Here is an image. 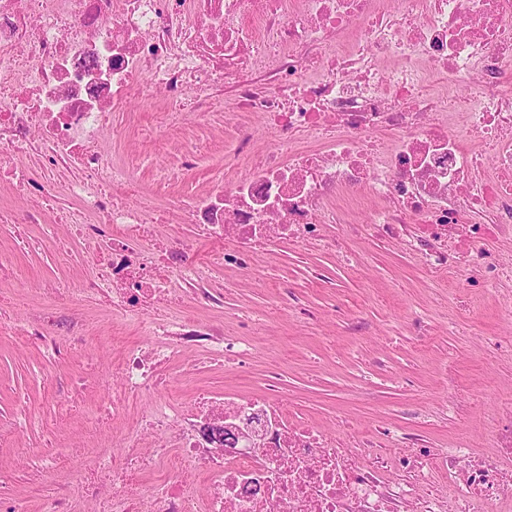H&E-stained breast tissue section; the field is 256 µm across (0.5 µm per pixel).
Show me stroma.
<instances>
[{"label":"stroma","mask_w":512,"mask_h":512,"mask_svg":"<svg viewBox=\"0 0 512 512\" xmlns=\"http://www.w3.org/2000/svg\"><path fill=\"white\" fill-rule=\"evenodd\" d=\"M131 109L127 137L110 145L113 159L148 174L176 168L178 196L236 178L237 170L224 166L226 145L244 130L264 137L253 117L224 107L203 121L187 116L161 137L156 103ZM189 141L201 160L185 171L180 156ZM362 218L352 204L345 224ZM345 224L328 228L332 248L276 247L256 257V274L220 270L223 308L190 299L173 304L184 319L221 325L226 336H250L256 344L244 364L181 353L172 372L183 405L202 390L259 393L275 369L293 409L340 435L376 433L380 457L400 454L395 438L403 433L429 448L460 437L483 452L485 426L506 418L502 401L512 393V315L499 307L512 295V279L462 296L453 275H432L400 246L347 236ZM0 255L10 264L0 278V498L41 512L68 478L64 469L46 476L45 459L111 446V420L89 424L107 395L100 381L111 377L122 347L144 343L145 335L137 324H117L105 301L77 308L65 296L57 301L63 314L79 312L85 323L83 335L66 337L67 355L27 342L16 327L42 304L41 280L79 289L92 270L51 246L20 249L10 224H0ZM492 337L503 348L492 349Z\"/></svg>","instance_id":"obj_1"}]
</instances>
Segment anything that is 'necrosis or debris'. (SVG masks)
<instances>
[{"label": "necrosis or debris", "instance_id": "obj_1", "mask_svg": "<svg viewBox=\"0 0 512 512\" xmlns=\"http://www.w3.org/2000/svg\"><path fill=\"white\" fill-rule=\"evenodd\" d=\"M511 80L512 0H0V188L26 196L31 167L39 194L25 211L0 207V223L41 224V199L68 201L55 221L72 227L92 268L76 305L102 296L135 318L170 300L223 307L215 270H253L275 242L326 246L328 225L342 221L337 192L363 188L373 200L364 232L432 274L452 273L460 289L494 285L512 277V258L488 246L512 238ZM227 93L266 138L258 147L240 135L224 163L249 162L248 172L181 197L175 214L229 246L207 267L182 245L154 266L144 246L172 214L156 204L170 176L125 204L139 177L100 133L125 137L120 117L135 101H161L167 124L188 109L207 116ZM307 138L322 149L304 148ZM74 328L49 304L21 331L57 352ZM143 329L104 404L122 418L121 438L73 466L42 512L87 502L90 512H400L403 502L490 512L512 481V425L486 429L484 454L463 440L434 451L407 438L394 465L409 479L397 484L363 459L373 435L357 448L337 441L286 407L276 385L205 392L185 408L161 393L176 353L247 358L249 345L223 326L161 314ZM143 396L148 407L124 421L129 399Z\"/></svg>", "mask_w": 512, "mask_h": 512}]
</instances>
